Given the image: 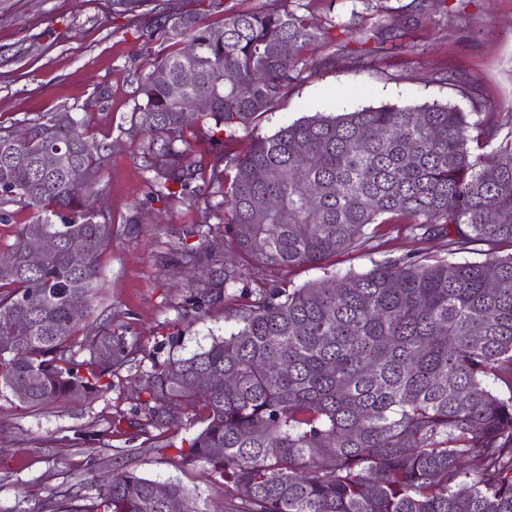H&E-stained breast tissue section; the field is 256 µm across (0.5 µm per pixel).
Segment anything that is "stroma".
Here are the masks:
<instances>
[{
	"label": "stroma",
	"instance_id": "obj_1",
	"mask_svg": "<svg viewBox=\"0 0 512 512\" xmlns=\"http://www.w3.org/2000/svg\"><path fill=\"white\" fill-rule=\"evenodd\" d=\"M314 22L334 20L348 29L391 25L406 53L361 51L349 43L331 52L315 44L308 66L255 132L239 133L235 148L246 154L255 135L323 111L361 105L450 103L473 111L460 89L475 80L483 109L497 112L512 129V0H422L426 22L409 23L410 0H298ZM139 13L116 14L112 0H0V121L9 122L88 105L100 89L108 95L83 118L88 133L110 145L112 158L98 186L112 215V242L101 257V290L91 303L87 329L111 322L116 333L137 343V359L113 374L110 386L83 403L26 408L0 391V512H29L35 503L77 486L95 500L115 469L135 471L160 483L181 484L201 512H226L217 482L206 481L203 464H184L177 451L200 427L193 410L176 414L153 448L128 424L154 360L190 355L230 334L226 314L239 300L230 289L223 304L183 319L184 285L162 260L199 232L224 231L225 214H203L195 205L148 201V174L141 166L145 138L131 127L134 71H148L162 51L145 34ZM143 203L140 224L129 227L128 209ZM419 244L400 224L377 227L364 249L341 254L337 268L362 271L371 259L401 256ZM321 270L270 272L242 268V286L276 281L295 287L320 278ZM97 432L99 444L83 445L80 433Z\"/></svg>",
	"mask_w": 512,
	"mask_h": 512
}]
</instances>
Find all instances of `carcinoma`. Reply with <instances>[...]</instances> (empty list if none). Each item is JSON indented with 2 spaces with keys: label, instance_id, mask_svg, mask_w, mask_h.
Listing matches in <instances>:
<instances>
[{
  "label": "carcinoma",
  "instance_id": "cac0c4a2",
  "mask_svg": "<svg viewBox=\"0 0 512 512\" xmlns=\"http://www.w3.org/2000/svg\"><path fill=\"white\" fill-rule=\"evenodd\" d=\"M331 27L279 5L217 25L202 8L157 15L164 52L135 77L131 115L147 141L150 197L230 215L224 235L164 261L202 270L183 316L224 303L242 281L223 261L226 241L251 266L309 265L324 277L245 293L227 314L234 332L154 362L129 424L167 448L159 431L173 413L199 409L180 456L209 466L226 512H512V131L501 134L494 112L393 103L317 112L255 136L243 156L232 148ZM385 31L343 34L405 49ZM198 97L209 108L188 120ZM195 125L208 132L204 153L185 137ZM110 160L74 108L0 121V224L16 222L12 205L33 210L3 248L13 261L0 263V391L30 407L89 400L140 352L110 322L79 335L112 242V219L89 201ZM382 224L420 243L446 238L447 253L335 267ZM41 237L56 249L32 264L26 251ZM73 238L85 244L79 264ZM156 485L114 471L93 503L68 492L38 512H201L180 484L162 498Z\"/></svg>",
  "mask_w": 512,
  "mask_h": 512
}]
</instances>
